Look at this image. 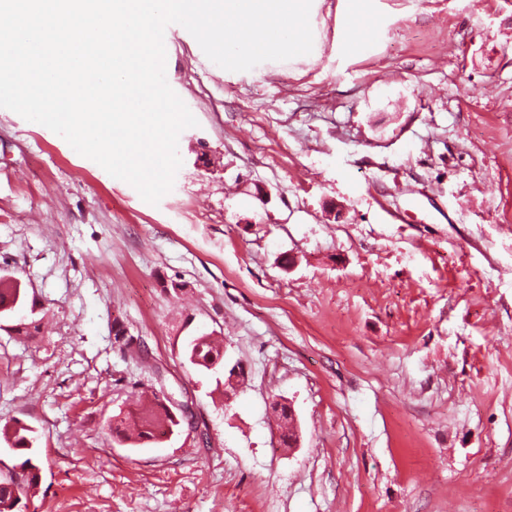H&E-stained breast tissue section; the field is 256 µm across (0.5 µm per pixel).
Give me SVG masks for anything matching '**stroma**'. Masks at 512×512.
Instances as JSON below:
<instances>
[{"label": "stroma", "mask_w": 512, "mask_h": 512, "mask_svg": "<svg viewBox=\"0 0 512 512\" xmlns=\"http://www.w3.org/2000/svg\"><path fill=\"white\" fill-rule=\"evenodd\" d=\"M367 4L369 50L312 0L311 53L242 72L169 25L198 124L155 206L0 108V273L36 325L0 330L24 512H512V0ZM209 332L210 370L185 354ZM141 390L194 425L112 440ZM32 430L25 424L17 422L13 427L9 440L10 446L15 451L21 452L25 459L20 463L19 468L26 472L22 482L15 481L9 472L6 475L0 474V512L19 511L17 505L23 498L27 499L38 481L39 466L33 462V440L30 437Z\"/></svg>", "instance_id": "stroma-1"}]
</instances>
